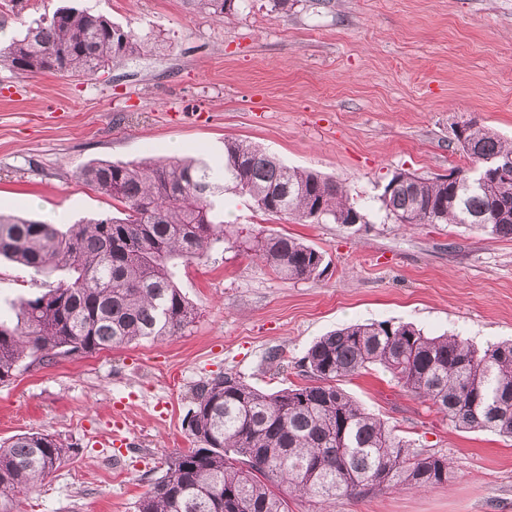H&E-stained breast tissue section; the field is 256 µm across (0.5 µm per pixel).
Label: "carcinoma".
I'll use <instances>...</instances> for the list:
<instances>
[{"label":"carcinoma","instance_id":"cac0c4a2","mask_svg":"<svg viewBox=\"0 0 512 512\" xmlns=\"http://www.w3.org/2000/svg\"><path fill=\"white\" fill-rule=\"evenodd\" d=\"M216 19L239 0H191ZM147 48L132 30L76 8L42 14L0 46V64L19 75L92 77ZM472 163L512 159L508 143L475 122L456 137ZM425 179L409 172L381 208L395 224H475L512 238V181L467 188L469 175ZM79 178L122 206L119 215L70 225L0 214V258L34 276L62 272L47 291L19 301L16 325L0 321V383L56 358H77L143 339L173 336L193 323L194 305L176 282L178 262L202 260L213 244L245 248L284 279L324 272V254L278 233H242L220 219L224 192L268 215L298 223L349 224L346 190L285 165L238 139L224 161L99 160ZM382 365L408 391L458 428L512 438V343L479 350L458 336H427L410 323H355L319 337L303 360L310 382L275 392L224 373L200 383L185 424L194 447L164 455L161 475L136 512H289L294 494L330 506L384 488L425 490L451 478L445 455L412 448L338 382ZM72 446L43 432L0 443V512H19Z\"/></svg>","mask_w":512,"mask_h":512}]
</instances>
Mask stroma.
<instances>
[{"mask_svg":"<svg viewBox=\"0 0 512 512\" xmlns=\"http://www.w3.org/2000/svg\"><path fill=\"white\" fill-rule=\"evenodd\" d=\"M63 6L162 46L89 78L0 66V213L61 225L107 215L111 198L78 178L91 162L212 164L238 138L341 183L364 221L298 224L225 193L226 223L301 239L323 252V275L285 280L216 245L177 268L197 310L177 335L0 384V441L40 431L74 447L22 512H135L162 453L192 447L183 419L201 381L233 372L270 391L304 384L302 357L338 328L388 320L480 349L512 341V238L468 224L404 229L379 202L393 172L470 168L454 135L462 122L512 139V0H296L285 14L243 0L223 21L186 0H28L17 13L0 4V39ZM54 281L1 260L0 320L16 323L17 302ZM343 387L413 447L447 455L452 478L353 495L330 512H512V439L454 428L379 366ZM116 434L131 451L113 446Z\"/></svg>","mask_w":512,"mask_h":512,"instance_id":"obj_1","label":"stroma"}]
</instances>
